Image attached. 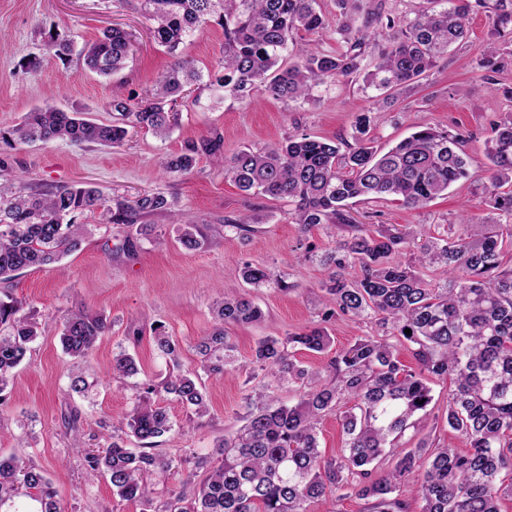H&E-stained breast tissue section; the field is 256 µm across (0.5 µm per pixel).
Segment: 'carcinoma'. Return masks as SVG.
Returning <instances> with one entry per match:
<instances>
[{"label":"carcinoma","mask_w":512,"mask_h":512,"mask_svg":"<svg viewBox=\"0 0 512 512\" xmlns=\"http://www.w3.org/2000/svg\"><path fill=\"white\" fill-rule=\"evenodd\" d=\"M138 2L153 23L155 41L171 53L200 23L218 18L224 26V60L209 84L223 89L226 97L242 99L259 87L273 99L305 103L324 79L341 76L375 90L379 109L394 105L462 42L470 11L486 6V0H444L448 7L442 10H422L369 60L368 30L391 29L397 20L377 12L360 22L349 8L352 0H337L345 16L338 33L346 50L310 48L287 64L284 52L294 35L325 30L317 0ZM488 18L491 34L512 42V0H493ZM130 46L129 33L111 27L84 44L80 55L89 70L108 77L125 68ZM47 48L64 60L73 43L51 37ZM480 67L488 73L505 67L497 43H489ZM201 78L190 63L179 60L149 98L134 105L113 102L123 117L118 123H98L80 112L46 105L0 130V140L115 147L126 139L128 123L164 139L178 125L177 98ZM371 123L368 112L355 117L352 142L345 143L344 151L333 142L295 134L278 145L246 147L226 157L224 136L214 131L164 161L167 173L182 174L193 168L197 156L206 155L241 191L291 202L293 223L302 229L341 224L356 234L323 258L334 271L320 287L326 308L321 319L283 338L266 336L257 342L252 364L268 381L245 394V425L212 454L198 458L196 466L206 472L202 481L169 490L156 508L158 486L178 465L155 452L157 439L172 430V422L151 395L162 391L197 417L208 412V405L197 372L179 371L156 385L143 384L124 419L127 435L140 447L115 440L84 453L89 473L107 475L121 499L141 501L145 512H308L311 501L340 492L366 501L368 512H408L409 497L420 500V512H501V499L512 498V481L500 478L503 472L512 477V266L503 261L512 224L478 221L466 211L448 234L438 237L423 225L380 224L368 232L359 227L352 199L392 197L423 208L469 176L461 133L428 126L380 153L369 137ZM486 156L485 204L512 219V113L493 124ZM172 208L162 193L133 200L118 196L109 205L96 188L59 187L28 195L0 189V281L78 249L86 225L76 220L86 212L99 209L102 220L124 228L121 248L130 250L135 246L130 230L144 238L152 235L153 227L138 220ZM173 223L185 249L203 247L206 235L187 214L173 212ZM428 268L435 278L425 277ZM236 274L253 288L274 281L266 268L249 262ZM337 314L370 319L380 333L361 336L336 353L325 380L292 358V351L327 350L331 336L324 323ZM215 315L219 325L195 344L209 376L233 367L234 347L224 325L257 322L262 311L244 293L224 297ZM107 328L99 312L64 316V351L73 358L85 356ZM407 328L411 333H404ZM38 331L39 322L22 312L21 303L0 299V394ZM153 339L157 350L178 365V342L159 328ZM399 343L406 344L414 365L400 359ZM112 370L125 377L138 374L133 357L124 351L113 358ZM434 381L450 382L443 419L448 432L465 442L463 452L429 434L412 448H400L408 430L420 432L416 415L432 403ZM285 383L302 389L293 405L276 396ZM347 403L351 407L341 410ZM335 410L341 411L344 445L327 457L319 447V425ZM388 454L395 463L382 473L378 463ZM417 471L420 481L407 482ZM0 512L62 510L46 474L10 456L0 457Z\"/></svg>","instance_id":"carcinoma-1"}]
</instances>
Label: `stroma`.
<instances>
[{
  "mask_svg": "<svg viewBox=\"0 0 512 512\" xmlns=\"http://www.w3.org/2000/svg\"><path fill=\"white\" fill-rule=\"evenodd\" d=\"M318 8L327 24L323 35L315 40L304 33L295 35L286 61L297 60L313 40L328 52L343 49L336 0H318ZM113 25L131 33L133 52L126 69L110 78L90 72L79 55L61 60L46 47L52 36L79 45L91 42ZM150 27L133 5L120 7L112 0H0V129L12 127L47 103L109 124L120 118L114 101L144 99L175 58L192 61L205 75L216 72L224 58V29L216 20L197 26L174 56L154 42ZM489 37L487 10L474 9L466 43L440 58L429 76L401 95L390 111H373L371 136L383 150L418 125L463 133L471 179L455 183L446 196L423 209H410L389 198L361 201L355 212L364 228L421 224L435 235L457 223L464 208L476 218H490L484 203L486 143L493 122L512 113V65L496 74L494 82L483 80L479 60ZM33 58L40 62L35 70L27 65ZM369 109L373 110L368 93L343 78L326 81L314 101L301 104L275 100L258 90L243 99L225 98L204 81L191 87L177 126L163 140L133 131L118 147L78 146L64 140L0 142V184L16 189L89 184L107 198L132 199L160 191L209 237L202 249H184L170 213L164 212L145 218L156 225L159 241L143 239L134 251L118 252V227L102 223L99 213H88L82 218L88 233L77 251L58 263L27 268L11 281L0 282V296L21 301L25 312L34 313L41 324L0 403V455H13L45 470L63 512L143 510L139 501L114 495L108 478L87 475L80 450L111 443L115 427L133 406V382L157 381L171 372L154 346L155 327L179 340L181 371L199 370L194 345L214 327V304L243 291L234 270L246 261L268 267L283 284L256 293L263 311L260 321L226 326L238 364L249 363L260 338L284 336L320 318L314 293L331 270L319 257L334 249L342 230H301L292 222L291 203L240 191L210 157L199 156L184 174L166 173L165 158L215 130L223 134L228 156L246 146L277 145L293 134L340 143L350 138L357 113ZM243 214L252 218V231L245 235L228 225ZM79 310L103 313L109 328L85 357L74 359L62 350L61 318ZM327 327L333 338L330 348L296 355L307 368L323 369L337 351L375 330L372 323L343 315L334 316ZM135 332L140 335L136 341L131 338ZM122 351L134 357L136 378L113 374L112 359ZM75 374L91 383L88 395L71 390ZM245 380L242 370L217 379L206 377L208 413L203 417L189 416L166 394L155 395V403L167 408L173 422L157 451L183 463L171 485H180L193 472V454L212 450L243 426ZM73 411L78 422L71 427L66 418ZM77 439L82 442L78 449L73 446Z\"/></svg>",
  "mask_w": 512,
  "mask_h": 512,
  "instance_id": "35a3bbf8",
  "label": "stroma"
}]
</instances>
